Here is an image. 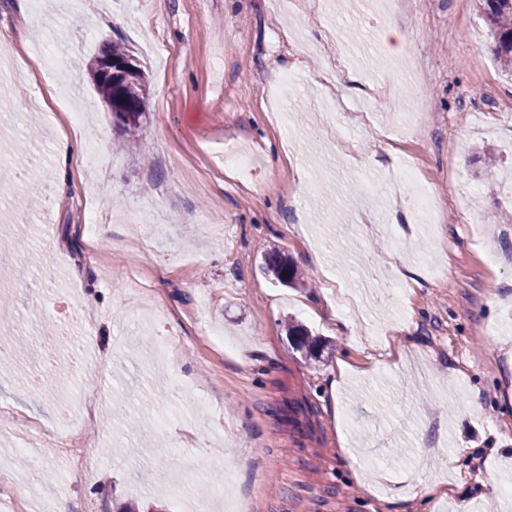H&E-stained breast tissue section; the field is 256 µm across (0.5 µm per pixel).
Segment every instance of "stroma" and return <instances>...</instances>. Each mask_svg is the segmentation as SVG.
<instances>
[{
    "label": "stroma",
    "instance_id": "35a3bbf8",
    "mask_svg": "<svg viewBox=\"0 0 512 512\" xmlns=\"http://www.w3.org/2000/svg\"><path fill=\"white\" fill-rule=\"evenodd\" d=\"M388 23L408 33L405 56L378 41ZM114 43L149 87L121 150L84 77ZM42 52L55 72L36 67ZM0 55V144L34 160L30 177L0 182V276L23 274L0 330L12 345L0 464L13 477L0 512H196L202 500L224 512L230 492L252 512H512L488 486H512V267L487 260L512 244V223L487 221L512 210V79L474 0H415L409 15L386 0L285 12L272 0H0ZM75 142L106 159L78 161L64 182ZM237 153L247 174L224 161ZM410 167L438 200L435 223L400 218L382 183ZM88 206L103 218L94 242ZM274 250L314 287L265 274ZM374 267L403 302L345 315L344 294ZM289 317L321 340L317 357L296 348ZM91 396L108 417L84 419ZM66 408L84 472L61 446ZM24 448L48 477L31 476ZM407 470L433 487L430 503Z\"/></svg>",
    "mask_w": 512,
    "mask_h": 512
}]
</instances>
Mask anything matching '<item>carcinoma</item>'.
I'll return each instance as SVG.
<instances>
[{"instance_id":"1","label":"carcinoma","mask_w":512,"mask_h":512,"mask_svg":"<svg viewBox=\"0 0 512 512\" xmlns=\"http://www.w3.org/2000/svg\"><path fill=\"white\" fill-rule=\"evenodd\" d=\"M488 35L493 39V52L497 56L503 71L512 76V0H476ZM85 77L102 97L106 106L112 109L115 126L135 136L141 128L145 112L148 85L144 71L130 70L114 83L100 76V57H94L86 67ZM268 271L283 286L299 284L307 286L304 275L287 261L273 259ZM288 335L295 337L297 347L313 353L316 341L311 339L307 330L286 321Z\"/></svg>"}]
</instances>
